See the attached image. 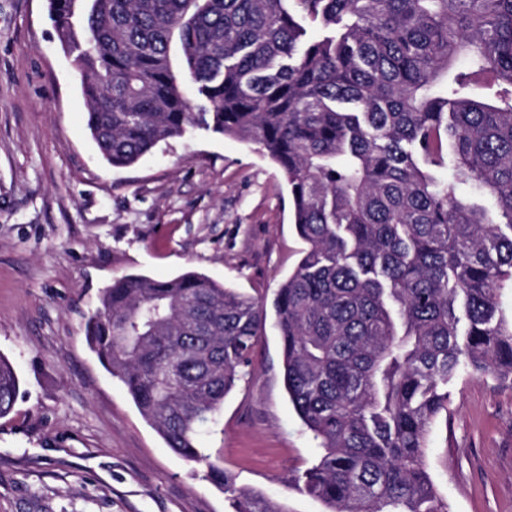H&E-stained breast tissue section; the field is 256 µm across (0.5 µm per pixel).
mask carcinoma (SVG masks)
<instances>
[{
  "label": "carcinoma",
  "instance_id": "cac0c4a2",
  "mask_svg": "<svg viewBox=\"0 0 512 512\" xmlns=\"http://www.w3.org/2000/svg\"><path fill=\"white\" fill-rule=\"evenodd\" d=\"M293 2L48 0V12L109 164L201 127L259 145L284 172L304 248L274 328L319 449L296 489L327 512H448L426 455L448 387L512 384L499 302L512 288V0ZM302 18L324 34L308 38ZM265 322L260 299L196 271L116 278L87 321L140 414L232 512H288L201 443L251 375ZM18 390L0 356V418Z\"/></svg>",
  "mask_w": 512,
  "mask_h": 512
}]
</instances>
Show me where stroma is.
I'll list each match as a JSON object with an SVG mask.
<instances>
[{
	"instance_id": "35a3bbf8",
	"label": "stroma",
	"mask_w": 512,
	"mask_h": 512,
	"mask_svg": "<svg viewBox=\"0 0 512 512\" xmlns=\"http://www.w3.org/2000/svg\"><path fill=\"white\" fill-rule=\"evenodd\" d=\"M86 112L46 0H0V357L20 381L0 418V512H228L101 366L85 322L130 272L192 269L272 304L303 247L287 181L257 146L201 129L112 167ZM202 445L237 485L325 512L293 487L318 447L288 400L273 328ZM427 460L449 512H512V386L457 379Z\"/></svg>"
}]
</instances>
